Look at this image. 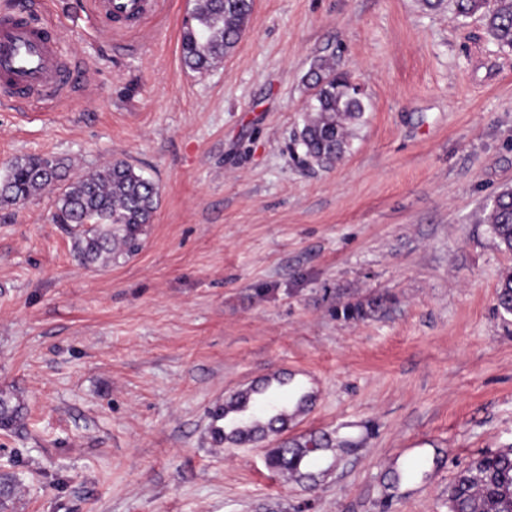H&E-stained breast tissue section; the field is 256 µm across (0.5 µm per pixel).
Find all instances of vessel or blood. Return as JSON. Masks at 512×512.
I'll return each mask as SVG.
<instances>
[{
    "label": "vessel or blood",
    "mask_w": 512,
    "mask_h": 512,
    "mask_svg": "<svg viewBox=\"0 0 512 512\" xmlns=\"http://www.w3.org/2000/svg\"><path fill=\"white\" fill-rule=\"evenodd\" d=\"M159 5L160 0H93L97 18L107 26L119 19L141 24ZM73 73L54 30L21 12L0 15L1 99L53 102L65 98L75 87Z\"/></svg>",
    "instance_id": "obj_1"
}]
</instances>
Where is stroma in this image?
<instances>
[{
    "instance_id": "obj_1",
    "label": "stroma",
    "mask_w": 512,
    "mask_h": 512,
    "mask_svg": "<svg viewBox=\"0 0 512 512\" xmlns=\"http://www.w3.org/2000/svg\"><path fill=\"white\" fill-rule=\"evenodd\" d=\"M89 81L0 103V167L116 159L159 186L142 249L85 267L45 191L0 208V430L7 512H448V487L512 447V273L483 208L512 187V50L422 0H255L223 62L181 56L195 0L116 34L91 0H20ZM335 53L369 109L334 166L293 140L313 60ZM275 371L317 394L283 436L216 444L226 398ZM353 441L317 486L265 456ZM416 460L427 478L393 484Z\"/></svg>"
}]
</instances>
